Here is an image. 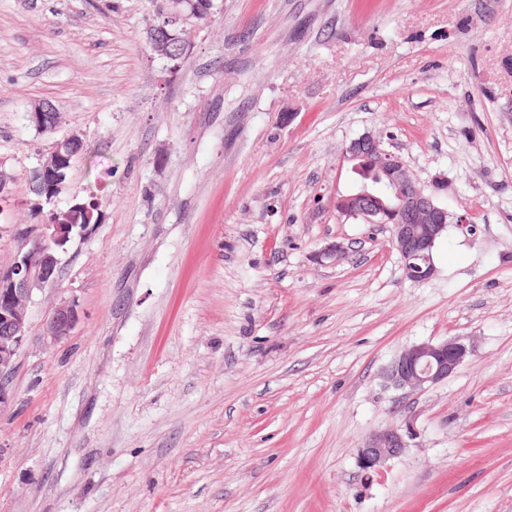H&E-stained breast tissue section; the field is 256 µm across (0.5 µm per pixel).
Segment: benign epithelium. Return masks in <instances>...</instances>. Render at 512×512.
<instances>
[{
  "instance_id": "1",
  "label": "benign epithelium",
  "mask_w": 512,
  "mask_h": 512,
  "mask_svg": "<svg viewBox=\"0 0 512 512\" xmlns=\"http://www.w3.org/2000/svg\"><path fill=\"white\" fill-rule=\"evenodd\" d=\"M155 52L171 57V47L180 55H189L192 42L187 27L168 23L151 32ZM57 108L40 101L29 112V121L37 128L53 131L59 121L52 118ZM71 134L57 142L55 149L40 163L36 175L44 177L60 165L62 149L77 141ZM369 158L378 178L336 195L338 216L365 224L390 226L391 247L399 254L406 277L420 282L434 275L430 249L448 224V209L427 194L411 175L408 165L397 153L383 148L382 141L364 134L350 141L343 151L347 164ZM82 205L72 204L65 212L51 213V220L31 240L29 249L16 255L6 268H0V409L15 399L9 383L16 358L28 338V310L33 294L50 287L57 279L59 251L74 234L87 225L76 223ZM348 247L336 242L318 251L320 262H339ZM80 320L76 306L62 300L48 312L42 326V339L59 343L73 333ZM470 355V348L457 340L423 341L413 344L383 367L379 379L386 388L401 392L424 391L453 375ZM411 434L399 427H387L371 433L357 448V464L364 471H378L387 461L401 456L409 447Z\"/></svg>"
}]
</instances>
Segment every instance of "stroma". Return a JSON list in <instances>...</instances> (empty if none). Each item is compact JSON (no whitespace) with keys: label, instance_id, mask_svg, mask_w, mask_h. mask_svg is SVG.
I'll use <instances>...</instances> for the list:
<instances>
[{"label":"stroma","instance_id":"35a3bbf8","mask_svg":"<svg viewBox=\"0 0 512 512\" xmlns=\"http://www.w3.org/2000/svg\"><path fill=\"white\" fill-rule=\"evenodd\" d=\"M166 6L0 0V267L43 222L57 141L84 150L53 208L99 203L29 308L0 512H512V0H214L175 72L145 45ZM366 133L477 226L448 225L428 280L334 210ZM62 300L80 320L48 347ZM454 338L448 379L381 386ZM390 425L409 448L365 474ZM53 112H58V110L52 103L39 101L29 112V121L36 128L53 131L59 126L58 119L54 120L52 118ZM77 138L78 135L71 134L62 139L61 141L57 142L55 149L50 153V155L46 159H44V161L40 163L39 168L36 169V177L42 175L43 178L53 173L60 165L59 158L61 156H64L62 154V149L65 148L66 146L73 144L75 141H77ZM83 147V141H79L74 143V145L68 147V149H66V152H68L70 155H74L83 150ZM470 353V348L457 340L419 342L392 358L379 379L385 388L404 393L424 391L453 375ZM411 434L400 427L374 431L357 448V464L363 471H378L387 461L401 456L409 447Z\"/></svg>","mask_w":512,"mask_h":512}]
</instances>
